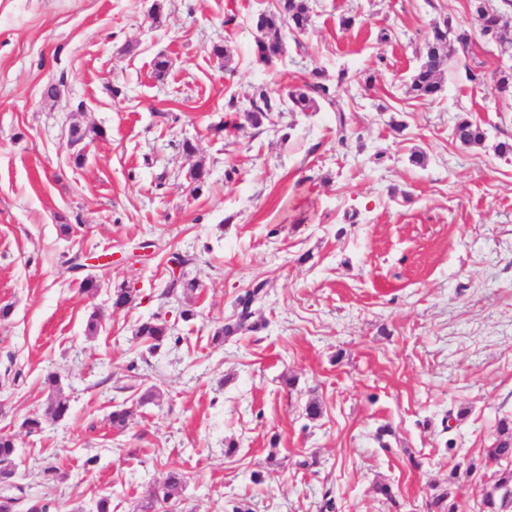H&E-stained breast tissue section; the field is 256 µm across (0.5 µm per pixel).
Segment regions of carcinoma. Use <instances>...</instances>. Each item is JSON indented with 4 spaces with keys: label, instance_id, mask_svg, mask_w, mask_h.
<instances>
[{
    "label": "carcinoma",
    "instance_id": "cac0c4a2",
    "mask_svg": "<svg viewBox=\"0 0 512 512\" xmlns=\"http://www.w3.org/2000/svg\"><path fill=\"white\" fill-rule=\"evenodd\" d=\"M472 7L481 33L499 42L500 46L512 43L504 40L501 33L502 15L499 11L489 9L482 0H472ZM309 21V6L307 0H278L275 10L258 14L256 27L268 32L265 42L255 44V53L260 62L270 65L283 52L281 30L303 32ZM465 46L468 42L467 32L459 27L456 21L448 17L443 24L435 25L428 33L426 52L411 77L409 93L419 99H433L442 90V74L448 67L450 41ZM316 80L305 84V89L288 94L289 111L308 112L317 109L320 100L332 101L337 90L318 80L320 73H314ZM251 109L245 113V119L251 126L258 128L262 125L267 114L280 109L282 100L273 91L262 90L258 97L250 101ZM456 138L464 145H479L485 135L466 119L456 125ZM264 284L258 283L239 295L236 300V322L225 324L214 332L213 341L222 342L224 338L233 335L246 327L253 317V306L262 297ZM133 302L131 291L121 285L112 290L111 306L121 309ZM135 337L147 344L151 353L159 349L170 338V327L167 321L155 316L141 322L135 331ZM59 379L50 374L46 378L49 388L56 389L55 396L48 403L46 413L53 420L63 419L69 411V400L58 387ZM131 412L122 405L109 414L112 428L122 431L128 425ZM17 447L14 438L8 433L0 432V484L13 485L14 471L12 463L16 457ZM505 457H512V419L506 417L498 422L497 436L490 448L487 449L486 463L495 462ZM497 479L493 488L486 492L482 505L486 512H507L512 507V470L496 472ZM185 483L182 472L170 470L163 479L156 483L149 495L137 505V512H174V506Z\"/></svg>",
    "mask_w": 512,
    "mask_h": 512
}]
</instances>
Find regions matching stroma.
Instances as JSON below:
<instances>
[{"mask_svg":"<svg viewBox=\"0 0 512 512\" xmlns=\"http://www.w3.org/2000/svg\"><path fill=\"white\" fill-rule=\"evenodd\" d=\"M275 2L0 0V429L19 483L50 505L136 512L177 469V512H323L327 494L335 512H434L441 493L483 512L482 457L512 417V154L497 151L512 95L494 88L512 58L469 0H310L308 34L264 66L253 20ZM449 16L469 41L450 44L439 96L413 98ZM316 68L333 102L224 132L228 103L246 112ZM461 118L482 144L455 137ZM74 124L102 134L70 146ZM77 253L112 256L96 296ZM177 253L198 284L187 298L164 294ZM260 281L256 329L213 343ZM121 285L134 300L115 310ZM155 316L173 339L150 354L135 330ZM50 373L69 415L27 433ZM150 386L159 399L139 405ZM51 464L61 479H44Z\"/></svg>","mask_w":512,"mask_h":512,"instance_id":"35a3bbf8","label":"stroma"}]
</instances>
